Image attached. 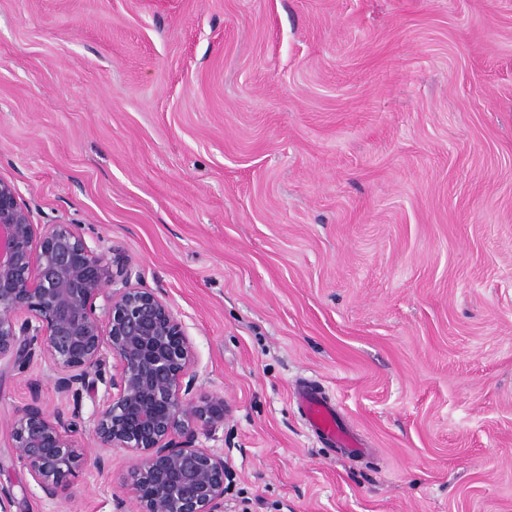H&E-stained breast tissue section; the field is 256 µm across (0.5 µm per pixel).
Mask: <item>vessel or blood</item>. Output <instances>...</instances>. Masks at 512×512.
Returning a JSON list of instances; mask_svg holds the SVG:
<instances>
[{
  "mask_svg": "<svg viewBox=\"0 0 512 512\" xmlns=\"http://www.w3.org/2000/svg\"><path fill=\"white\" fill-rule=\"evenodd\" d=\"M294 397L303 411L307 429L322 444L339 448L351 458L366 455V448L344 428L334 406L317 392L314 385L307 382L296 386Z\"/></svg>",
  "mask_w": 512,
  "mask_h": 512,
  "instance_id": "vessel-or-blood-1",
  "label": "vessel or blood"
}]
</instances>
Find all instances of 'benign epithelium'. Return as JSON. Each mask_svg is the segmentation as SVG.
I'll use <instances>...</instances> for the list:
<instances>
[{"label": "benign epithelium", "instance_id": "1", "mask_svg": "<svg viewBox=\"0 0 512 512\" xmlns=\"http://www.w3.org/2000/svg\"><path fill=\"white\" fill-rule=\"evenodd\" d=\"M113 272L80 224H36L0 178V361L40 359L69 403L49 411L38 384L7 424L12 453L49 500H67V475L88 447L128 451L135 512H224V454L196 446L198 427L224 424V397H189L195 353L159 295ZM104 390H99V387ZM95 403L90 442L78 437L82 401Z\"/></svg>", "mask_w": 512, "mask_h": 512}]
</instances>
